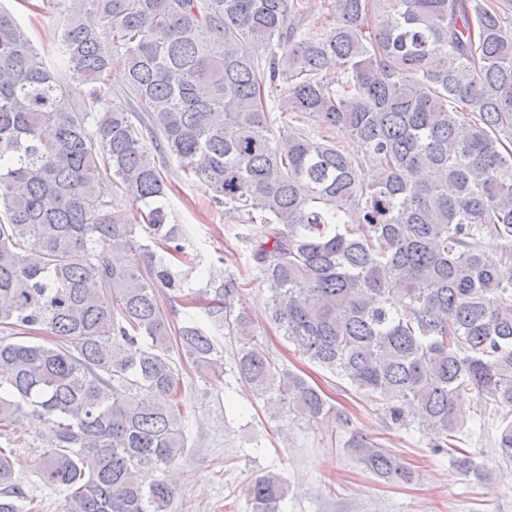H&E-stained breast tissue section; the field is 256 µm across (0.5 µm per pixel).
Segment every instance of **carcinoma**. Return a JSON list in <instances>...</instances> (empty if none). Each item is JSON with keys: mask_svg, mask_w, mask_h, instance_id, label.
Returning a JSON list of instances; mask_svg holds the SVG:
<instances>
[{"mask_svg": "<svg viewBox=\"0 0 512 512\" xmlns=\"http://www.w3.org/2000/svg\"><path fill=\"white\" fill-rule=\"evenodd\" d=\"M84 2L54 71L0 6V435L38 424L27 445L65 512H167L186 444L172 351L220 380L223 328L264 406L309 421L333 410L256 340L242 303L256 283L299 354L400 427L415 408L452 467L478 470L457 445L459 394L475 393L481 418L512 408V0H331L336 23L306 31L291 19L303 0ZM115 63L136 112L112 102ZM75 85L86 112L69 110ZM276 110L362 155L276 126ZM150 139L216 206L272 225L252 245L256 277L185 293L197 255L170 223ZM113 193L131 218L109 213ZM487 233L507 241L500 253L481 248ZM160 288L206 321L175 325ZM495 444L512 462V422ZM344 448L387 482L414 478L373 440ZM146 468L162 473L148 486ZM286 495L271 472L247 488L252 512H279ZM33 503L0 447V512ZM291 121L292 124L298 127L303 128L307 133L311 136H321V135H329L330 138H325L331 140L336 146L343 150L346 153H350L351 155L360 154L359 152V144L350 138L343 137L341 134L337 135L336 133H325L324 129H322L317 123L313 122L305 115H300L299 117L296 114L292 115Z\"/></svg>", "mask_w": 512, "mask_h": 512, "instance_id": "1", "label": "carcinoma"}]
</instances>
